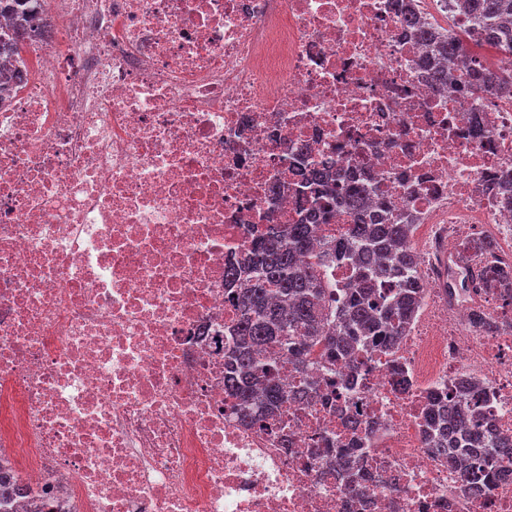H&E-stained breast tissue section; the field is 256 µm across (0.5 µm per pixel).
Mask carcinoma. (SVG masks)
I'll list each match as a JSON object with an SVG mask.
<instances>
[{"mask_svg": "<svg viewBox=\"0 0 512 512\" xmlns=\"http://www.w3.org/2000/svg\"><path fill=\"white\" fill-rule=\"evenodd\" d=\"M461 33L443 34L420 25L414 15L405 26L426 43L430 81L435 87L448 83V71L460 57H481L468 40L472 29L484 32L487 46L512 50V31L503 29L512 20V0H456ZM25 27L0 33V51L11 52L21 43ZM465 86L477 96L512 98V76L483 67L466 73ZM300 182L310 188L305 200L311 209L306 224H270L254 242L250 256L241 265H229L226 283L239 284L230 301L239 311L237 323L226 335L233 337L225 387L239 402L241 417L253 423L264 420L263 412L287 399L278 380V363L262 351L275 343L293 347L296 363L321 346L329 355L347 359L354 346L391 349L415 319L420 307L416 271L420 259L407 246L414 217L393 211L387 200L368 201L367 187L336 173L327 165L300 167ZM355 214V223L341 240L315 250V222L328 221L336 209ZM314 260L303 263L301 255ZM339 262L353 266L356 286L348 289L338 310L326 306L327 292L320 269ZM485 287H512V267L491 260L481 273ZM478 389L462 385L453 403L435 399L428 404L425 422L430 447L445 453L453 445L470 446V453L489 465L492 453L512 456V437L480 427L481 413L475 404ZM21 491L17 482L0 478V509Z\"/></svg>", "mask_w": 512, "mask_h": 512, "instance_id": "carcinoma-1", "label": "carcinoma"}]
</instances>
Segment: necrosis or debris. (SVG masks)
<instances>
[{
  "mask_svg": "<svg viewBox=\"0 0 512 512\" xmlns=\"http://www.w3.org/2000/svg\"><path fill=\"white\" fill-rule=\"evenodd\" d=\"M0 57V466L12 512H512V459L490 491L435 456L423 413L480 381L512 433V306L464 236L512 264V98H473L456 61L433 88L414 9L448 0H32ZM326 163L419 217L415 320L367 367L295 366L263 423L224 389L237 311L224 269L255 231L307 210L294 161ZM448 279L437 278L439 253ZM483 305L500 328L474 324ZM401 366L407 387L395 385ZM317 392L305 400L303 384ZM354 457L363 492L341 474Z\"/></svg>",
  "mask_w": 512,
  "mask_h": 512,
  "instance_id": "obj_1",
  "label": "necrosis or debris"
}]
</instances>
